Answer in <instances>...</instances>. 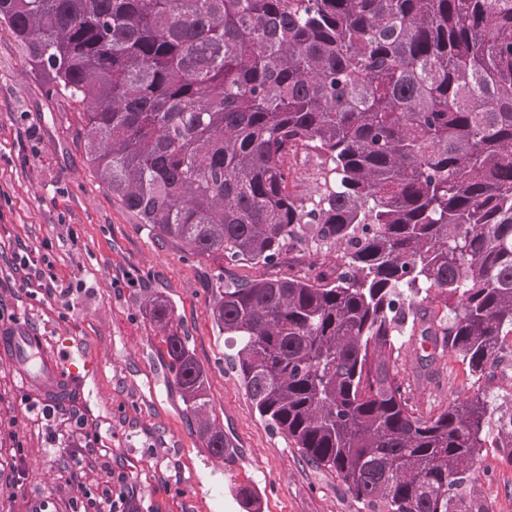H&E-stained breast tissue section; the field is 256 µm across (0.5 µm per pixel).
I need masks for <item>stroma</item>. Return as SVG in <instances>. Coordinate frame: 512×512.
Here are the masks:
<instances>
[{"instance_id": "stroma-1", "label": "stroma", "mask_w": 512, "mask_h": 512, "mask_svg": "<svg viewBox=\"0 0 512 512\" xmlns=\"http://www.w3.org/2000/svg\"><path fill=\"white\" fill-rule=\"evenodd\" d=\"M289 188L305 204L324 193L331 175L311 150L292 159ZM47 257L56 293L16 265L21 252ZM336 250L311 238L286 247L276 266L229 264L192 254L163 239L113 202L91 173L78 108L47 97L25 53L0 29V306L8 331L30 328L48 348L83 352L94 370L79 393L44 396L25 385L18 365L0 354V512H70L80 490L111 487L124 512H246L238 495L252 486L261 512H364L335 474L312 466L255 412L230 350L211 316L216 279L336 274ZM163 295L205 369L213 415L232 455L212 457L173 384L161 336L145 310ZM415 348L403 349L400 376L422 413L437 412L469 388L468 368L448 359L440 387L414 383ZM82 419L84 428L74 426ZM96 439L84 487L69 483L60 454ZM475 488L491 512H512V464L486 449Z\"/></svg>"}]
</instances>
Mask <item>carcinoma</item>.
I'll use <instances>...</instances> for the list:
<instances>
[{
    "label": "carcinoma",
    "mask_w": 512,
    "mask_h": 512,
    "mask_svg": "<svg viewBox=\"0 0 512 512\" xmlns=\"http://www.w3.org/2000/svg\"><path fill=\"white\" fill-rule=\"evenodd\" d=\"M47 94L82 107L88 166L137 223L195 255L271 266L306 232L332 280L225 285L211 311L259 417L366 512H491L512 464V0H0ZM334 180L312 208L288 155ZM146 310L209 453L230 452L206 371L161 295ZM461 359L468 393L414 408L403 333ZM473 477L476 491L491 512H512V465L502 459L497 448L484 451Z\"/></svg>",
    "instance_id": "obj_1"
}]
</instances>
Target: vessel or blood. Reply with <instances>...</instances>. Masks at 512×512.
<instances>
[{
	"mask_svg": "<svg viewBox=\"0 0 512 512\" xmlns=\"http://www.w3.org/2000/svg\"><path fill=\"white\" fill-rule=\"evenodd\" d=\"M0 349L13 353L25 383L50 398L66 395L73 379L91 368L90 363H78L72 354L51 353L43 336L28 330L0 336Z\"/></svg>",
	"mask_w": 512,
	"mask_h": 512,
	"instance_id": "obj_1",
	"label": "vessel or blood"
}]
</instances>
